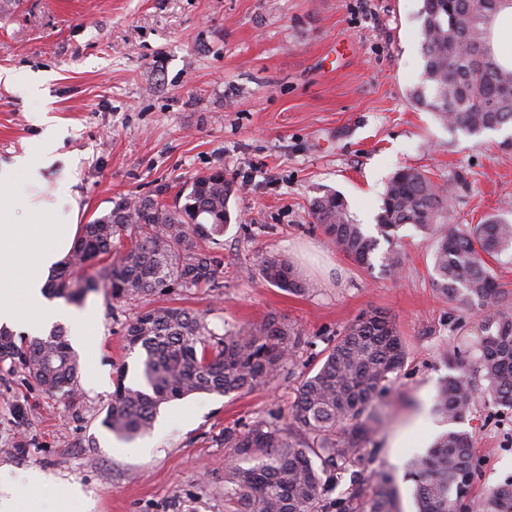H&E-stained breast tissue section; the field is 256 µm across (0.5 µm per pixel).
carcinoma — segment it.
I'll use <instances>...</instances> for the list:
<instances>
[{"label": "carcinoma", "instance_id": "cac0c4a2", "mask_svg": "<svg viewBox=\"0 0 512 512\" xmlns=\"http://www.w3.org/2000/svg\"><path fill=\"white\" fill-rule=\"evenodd\" d=\"M501 0H423L420 38L424 68L410 91L416 104L451 129L479 135L512 124V68L489 46V22ZM234 181L221 171L196 176L183 205L128 200L86 225L50 292L81 303L105 291L114 299L166 295L174 288H218L223 262L200 247L203 225L229 226ZM447 191L423 170L405 168L388 181L377 229L386 242L410 224L436 237L433 284L446 299L476 307L485 335L476 354L457 344L441 352L449 373L434 412L450 423L471 416L477 402L512 410V292L502 288L486 258L512 248V223L490 218L474 227L445 226ZM310 215L358 266L402 267L393 247L354 223L341 195L316 198ZM262 279L294 294L304 282L273 254L256 260ZM128 348L140 350L139 381L119 373L103 425L133 440L149 432L165 401L193 394L254 392L269 387L309 341L275 316L218 336L206 315L157 307L126 325ZM406 349L396 324L382 311L362 314L329 341L316 368L296 390L289 418L224 429V447L236 463L224 470L227 512H393L389 479L370 464L381 424L383 399L392 391ZM10 362L45 392L76 395L79 361L57 328L44 339L17 344L0 329V363ZM473 439L450 429L422 457L411 461L420 512H460L473 479ZM347 491L331 496L344 477ZM472 512H512V482L486 489Z\"/></svg>", "mask_w": 512, "mask_h": 512}]
</instances>
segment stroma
Returning <instances> with one entry per match:
<instances>
[{"mask_svg": "<svg viewBox=\"0 0 512 512\" xmlns=\"http://www.w3.org/2000/svg\"><path fill=\"white\" fill-rule=\"evenodd\" d=\"M422 0H0V158L22 153L41 121L63 125L77 160L81 224L123 199L174 204L194 177L220 169L238 191L229 228L205 245L223 261V285L113 300L92 293L93 338L105 389L75 400L46 393L0 364V467L61 477L43 497L54 512L68 484L72 512H224V430L287 415L299 382L360 314L397 325L407 357L383 416L372 467L392 473L395 512H417L407 464L447 422L433 414L448 368L442 348L484 334L477 309L433 286L434 239L401 227V272L367 270L336 249L310 208L340 193L356 223L374 229L381 197L403 168L451 186L446 222H512V151L505 134L450 130L416 105L423 71ZM44 73L27 95L28 74ZM262 254L285 258L312 286L292 294L265 282ZM206 313L225 330L276 314L308 341L268 388L165 403L132 441L102 424L118 372L135 383L140 359L126 324L158 305ZM464 430L476 470L468 498L512 480V411L479 404Z\"/></svg>", "mask_w": 512, "mask_h": 512, "instance_id": "35a3bbf8", "label": "stroma"}]
</instances>
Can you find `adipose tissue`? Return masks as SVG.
<instances>
[{"mask_svg":"<svg viewBox=\"0 0 512 512\" xmlns=\"http://www.w3.org/2000/svg\"><path fill=\"white\" fill-rule=\"evenodd\" d=\"M62 145L60 129L48 125L32 147L0 159V327L39 337L60 323L74 343L89 350L98 325L97 309L76 310L46 295L52 275L83 233L79 192L52 199L44 194L51 173L65 180L72 176V158L62 153ZM57 484L56 477L38 470L17 478L0 472V512H18L20 486L29 492V512H42L43 490Z\"/></svg>","mask_w":512,"mask_h":512,"instance_id":"obj_1","label":"adipose tissue"}]
</instances>
